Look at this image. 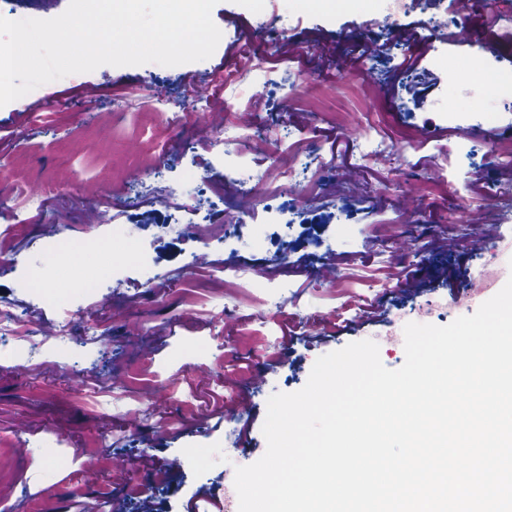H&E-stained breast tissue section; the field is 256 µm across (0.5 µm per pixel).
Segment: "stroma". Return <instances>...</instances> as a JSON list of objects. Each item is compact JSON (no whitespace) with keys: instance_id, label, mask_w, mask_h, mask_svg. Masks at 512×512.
I'll return each mask as SVG.
<instances>
[{"instance_id":"stroma-1","label":"stroma","mask_w":512,"mask_h":512,"mask_svg":"<svg viewBox=\"0 0 512 512\" xmlns=\"http://www.w3.org/2000/svg\"><path fill=\"white\" fill-rule=\"evenodd\" d=\"M310 2L219 0L211 16L222 38L206 60L104 65L0 107V126L13 132L0 145V159L44 188L36 205L25 207L15 202V186L0 180V304L28 336L45 325L70 324L66 341L42 337L32 355L0 347V512L33 499L62 512L63 500L108 496L117 457L137 488L120 498L127 512H141L145 495L164 512H186L198 487L223 483L226 468L256 462L267 447L258 429L256 446H227L229 421L175 439L154 417L165 410L192 418L199 387L224 383L225 351L253 352L263 366L277 346L279 318L302 323L350 296L386 302L375 322L321 346H296V360L268 371L263 386L244 385L242 399L263 417L273 393L301 389L318 357L349 343L373 340L383 365L400 368L404 350L390 352L382 339L407 321L444 326L460 316L454 301L477 288L483 263L475 239L505 246L512 259V168L493 155L512 143V114L495 102L490 85L491 110L469 104L459 81L512 61V44L482 31L463 47L434 40L424 72L396 81L389 64L405 47L396 24L377 23L381 0L319 10ZM239 37L259 55L246 74L222 99H184L183 76L203 84L215 66L234 70L231 43ZM291 41L308 45L307 59L273 64ZM311 73L369 86L373 106L362 129L396 141L412 127L420 132L416 145L402 155L360 161L359 135L339 136L333 118L345 100L306 108ZM415 84L426 89L418 99L409 92ZM89 89L96 99L90 109L84 105ZM251 98L264 106L244 138H260L274 165L299 162V177L313 190V205L298 210L289 232L268 223L263 205L244 200L233 173L247 160L240 144L221 142L225 113ZM198 112L211 113V128L196 125ZM104 113L111 122L102 133L97 117ZM428 126L435 136H423ZM420 176L445 191L406 204L397 186ZM99 179L101 194L89 197L88 185ZM153 180L198 195L199 210L144 204L139 190ZM477 182L488 190L475 193ZM95 207L124 214L112 223H84L83 211ZM240 218L245 229L215 238L217 225ZM163 222L183 230L161 236L141 256L136 238ZM306 254L329 257L340 287L320 280L315 265L296 273L294 261ZM398 261L415 265L416 277L384 288L374 270ZM88 280L99 283L101 294L84 293ZM36 288L46 303L33 304ZM135 369L139 386L124 391ZM89 449L107 463L94 483L82 476ZM144 450L163 461L179 459L170 482L144 474Z\"/></svg>"}]
</instances>
